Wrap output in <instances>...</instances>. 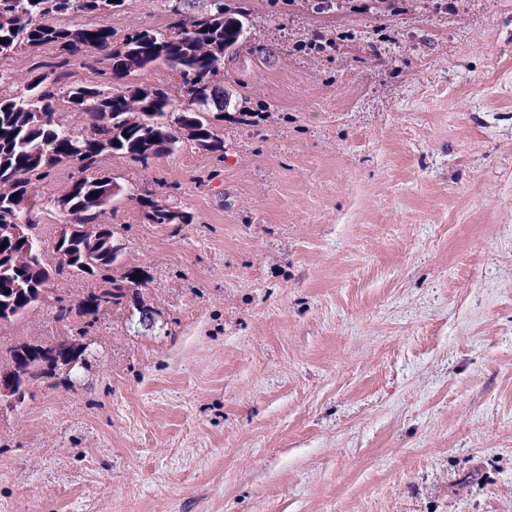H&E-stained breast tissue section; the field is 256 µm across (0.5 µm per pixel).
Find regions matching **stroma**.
Listing matches in <instances>:
<instances>
[{
	"label": "stroma",
	"mask_w": 512,
	"mask_h": 512,
	"mask_svg": "<svg viewBox=\"0 0 512 512\" xmlns=\"http://www.w3.org/2000/svg\"><path fill=\"white\" fill-rule=\"evenodd\" d=\"M245 5L223 158L98 159L193 220L101 216L141 305L0 411V512H512V0ZM60 334L42 305L0 350Z\"/></svg>",
	"instance_id": "1"
}]
</instances>
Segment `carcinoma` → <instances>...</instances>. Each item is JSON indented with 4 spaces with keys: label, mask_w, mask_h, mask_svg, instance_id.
Returning <instances> with one entry per match:
<instances>
[{
    "label": "carcinoma",
    "mask_w": 512,
    "mask_h": 512,
    "mask_svg": "<svg viewBox=\"0 0 512 512\" xmlns=\"http://www.w3.org/2000/svg\"><path fill=\"white\" fill-rule=\"evenodd\" d=\"M125 0H0V56L50 46L56 62L38 64L23 89L0 94V326L11 325L43 302L42 294L57 275L104 273L102 285L74 305L56 297L55 320L72 315L94 316L105 307L140 298L144 278L135 269L108 276L121 256L122 244L110 224L98 222L114 198L136 201L150 224H190L188 211L154 197L149 191L127 192L111 174L95 171L104 153L119 155L148 167L152 160L173 154L184 144L224 157V133L218 123L234 110L242 122L253 113L217 87L210 76L249 42V12L226 0H161L169 22L161 28H140L114 40L112 28L99 23H69L78 15L104 18ZM92 48L98 56L90 67L109 75L100 85L71 81L69 67ZM166 64L180 78L182 100L164 89L134 82V76L156 64ZM67 105L89 117L92 133L82 135L59 125L57 111ZM59 166L77 169L79 176L53 201L67 217L60 225L54 250L58 261L48 263L36 234L39 204L28 195L26 175L46 177ZM43 345L18 342L10 349L0 380H7L21 407L32 385L87 347L67 337L54 365L41 363Z\"/></svg>",
    "instance_id": "carcinoma-1"
}]
</instances>
